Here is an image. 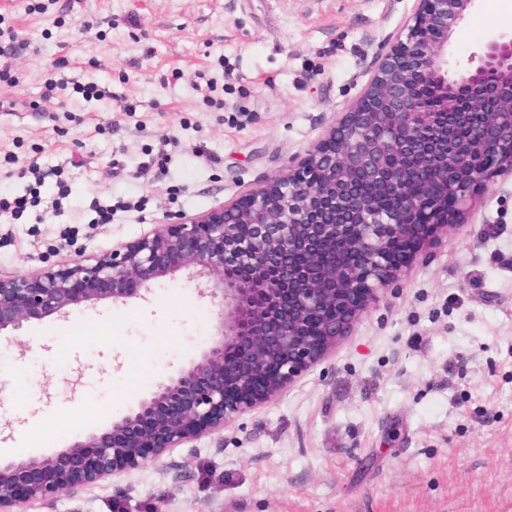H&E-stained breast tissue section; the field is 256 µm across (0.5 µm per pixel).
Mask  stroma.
Segmentation results:
<instances>
[{
    "instance_id": "obj_1",
    "label": "stroma",
    "mask_w": 512,
    "mask_h": 512,
    "mask_svg": "<svg viewBox=\"0 0 512 512\" xmlns=\"http://www.w3.org/2000/svg\"><path fill=\"white\" fill-rule=\"evenodd\" d=\"M414 6L0 0V191L30 201L0 213V275L92 262L297 167ZM510 32L512 0H478L452 67ZM200 287L181 271L0 332L13 464L102 432L197 359L218 312ZM85 323L112 339L86 343ZM29 512H512V175L479 187L276 398Z\"/></svg>"
}]
</instances>
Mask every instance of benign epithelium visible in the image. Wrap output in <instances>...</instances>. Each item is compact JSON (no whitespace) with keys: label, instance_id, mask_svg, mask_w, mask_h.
Masks as SVG:
<instances>
[{"label":"benign epithelium","instance_id":"benign-epithelium-1","mask_svg":"<svg viewBox=\"0 0 512 512\" xmlns=\"http://www.w3.org/2000/svg\"><path fill=\"white\" fill-rule=\"evenodd\" d=\"M474 0H416L403 39L365 92L295 169L214 212L85 264L0 276V332L73 307L125 302L182 270L218 301L216 340L104 431L32 464L0 466V512L94 485L276 397L351 329L400 275L402 243L448 233L459 206L512 173V36L448 75V43ZM485 90L471 144L442 134L448 87ZM434 106H415L421 86Z\"/></svg>","mask_w":512,"mask_h":512}]
</instances>
